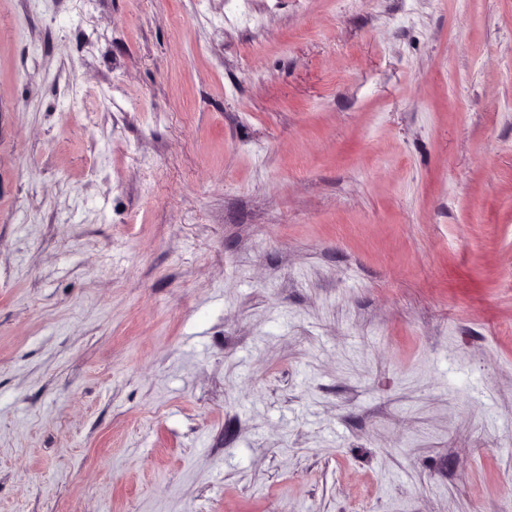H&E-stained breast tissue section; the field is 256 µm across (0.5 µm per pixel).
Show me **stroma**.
<instances>
[{"mask_svg":"<svg viewBox=\"0 0 512 512\" xmlns=\"http://www.w3.org/2000/svg\"><path fill=\"white\" fill-rule=\"evenodd\" d=\"M512 512V0H0V512Z\"/></svg>","mask_w":512,"mask_h":512,"instance_id":"obj_1","label":"stroma"}]
</instances>
